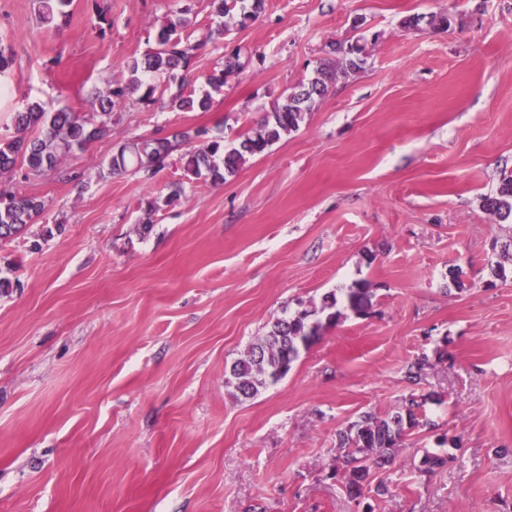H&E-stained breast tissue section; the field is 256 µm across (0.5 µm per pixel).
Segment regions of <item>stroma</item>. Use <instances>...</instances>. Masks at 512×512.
<instances>
[{
  "instance_id": "stroma-1",
  "label": "stroma",
  "mask_w": 512,
  "mask_h": 512,
  "mask_svg": "<svg viewBox=\"0 0 512 512\" xmlns=\"http://www.w3.org/2000/svg\"><path fill=\"white\" fill-rule=\"evenodd\" d=\"M177 2L71 0L54 28L37 0H0V125L32 100L89 111ZM192 4L186 33L205 47L157 92L202 89L239 52L210 111L129 97L108 135L62 161L82 180L0 174L49 206L0 242V512H512V222L482 207L512 172V0H265L224 35L210 0ZM360 38L363 68L224 182L176 164L149 181L110 173L132 139H238L330 43ZM357 282L367 315L326 326L255 398L229 396L231 364L273 320ZM423 355L433 365L411 384ZM412 393L426 425L351 498L331 470L339 432ZM427 452L448 457L429 476ZM242 67L243 63L240 61V54L236 52L232 57H228L225 60L223 69H220L218 72L215 71L206 78V84L217 91L224 87L229 76Z\"/></svg>"
}]
</instances>
